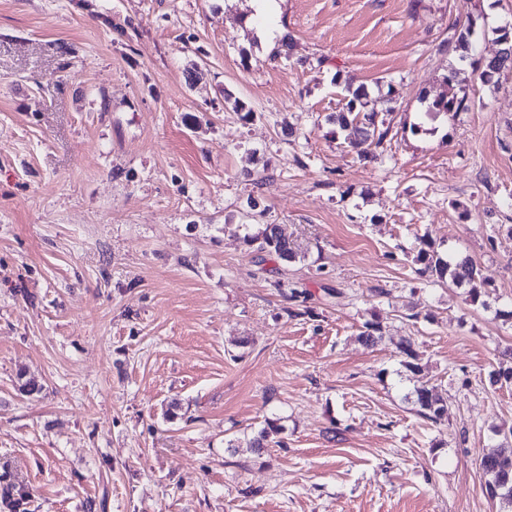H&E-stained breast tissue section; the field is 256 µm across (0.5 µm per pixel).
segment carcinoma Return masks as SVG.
I'll use <instances>...</instances> for the list:
<instances>
[{
    "mask_svg": "<svg viewBox=\"0 0 512 512\" xmlns=\"http://www.w3.org/2000/svg\"><path fill=\"white\" fill-rule=\"evenodd\" d=\"M475 35V26L470 24L457 36L444 42L443 48L464 61L473 55ZM348 96L345 111L336 113L330 120L339 127L349 147L358 150L363 158L371 160L375 158L371 147L379 146L387 136V131L379 130L376 122L379 107L384 100L371 96L364 89L350 90ZM467 108V97L450 92L434 99L428 106L427 115L460 112ZM246 241L257 244L259 252L282 262H292L298 256L296 244L281 237L275 224L264 225L257 233L246 236ZM414 262L418 265L417 274L427 281L465 288L467 303L489 308V303L483 299L485 292L482 291L487 283L470 256L455 250L443 255L434 244L424 241L414 256ZM359 337L365 345L374 347L384 338L383 328L377 322H367ZM398 353L406 369L411 372L419 369V352L411 339L404 338L399 342ZM412 396L420 414L432 421L448 413V403L433 386L422 384L413 390ZM284 431L280 420L268 419L266 426L249 439L248 448L258 454L267 446L271 436ZM479 465L486 476L484 492L487 497L500 503L505 500L512 503V446L504 448L497 445L483 450Z\"/></svg>",
    "mask_w": 512,
    "mask_h": 512,
    "instance_id": "1",
    "label": "carcinoma"
}]
</instances>
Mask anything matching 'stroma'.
<instances>
[{"label":"stroma","instance_id":"1","mask_svg":"<svg viewBox=\"0 0 512 512\" xmlns=\"http://www.w3.org/2000/svg\"><path fill=\"white\" fill-rule=\"evenodd\" d=\"M511 19L512 0H0V475L26 512H498L477 458L512 440V385L487 380L512 347V73L483 83L441 44L472 21L493 56ZM361 86L389 97L374 162L325 120ZM449 91L469 110L418 130ZM263 224L301 258L260 261ZM425 239L472 257L488 308L419 278ZM413 403L419 408L421 415L437 421L448 412V403L442 398L434 386L422 384L411 393ZM285 431L280 419H267L264 426L256 435L248 441V448L254 453L259 454L267 446L269 438L272 435H278Z\"/></svg>","mask_w":512,"mask_h":512}]
</instances>
